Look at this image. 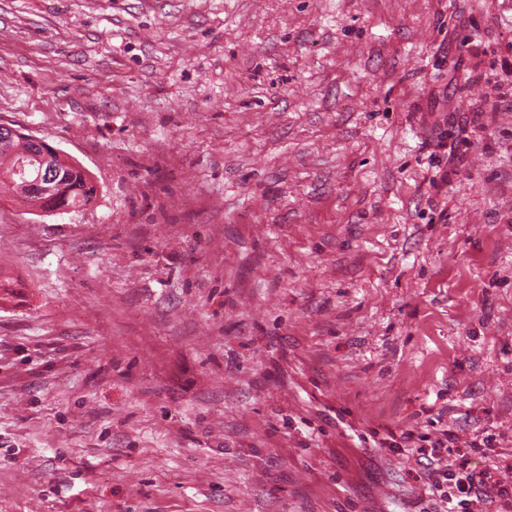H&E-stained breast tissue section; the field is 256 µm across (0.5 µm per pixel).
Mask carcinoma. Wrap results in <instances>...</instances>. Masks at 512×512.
Returning a JSON list of instances; mask_svg holds the SVG:
<instances>
[{
  "mask_svg": "<svg viewBox=\"0 0 512 512\" xmlns=\"http://www.w3.org/2000/svg\"><path fill=\"white\" fill-rule=\"evenodd\" d=\"M53 146H35L17 133L11 142L12 160H0V194H7L44 211L80 208L96 196L88 171L70 157H54ZM25 162V173L9 175L10 162Z\"/></svg>",
  "mask_w": 512,
  "mask_h": 512,
  "instance_id": "cac0c4a2",
  "label": "carcinoma"
}]
</instances>
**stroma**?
<instances>
[{"mask_svg": "<svg viewBox=\"0 0 512 512\" xmlns=\"http://www.w3.org/2000/svg\"><path fill=\"white\" fill-rule=\"evenodd\" d=\"M512 0H0V512H419L512 484ZM12 128L0 125V151L9 152L12 159L1 160L0 155V194L10 195L29 206L44 211L80 208L89 205L96 196V187L88 171L70 157H54L49 144L36 147L23 133H15L10 143ZM49 156L51 161L43 165L39 157ZM25 162V173L9 175L10 162ZM53 166V183L46 185L43 173L46 166ZM456 440V433L448 428L442 429L435 441H429L414 429H405L398 433L389 430L378 442L396 454L416 456L421 466L416 479L422 482L433 512H474V508L486 504L488 488L496 485V481L492 480L490 471L468 467L462 458L469 452L484 455L488 440L483 439V445L472 441L470 448H466L469 452L457 453L460 461L452 456Z\"/></svg>", "mask_w": 512, "mask_h": 512, "instance_id": "35a3bbf8", "label": "stroma"}]
</instances>
